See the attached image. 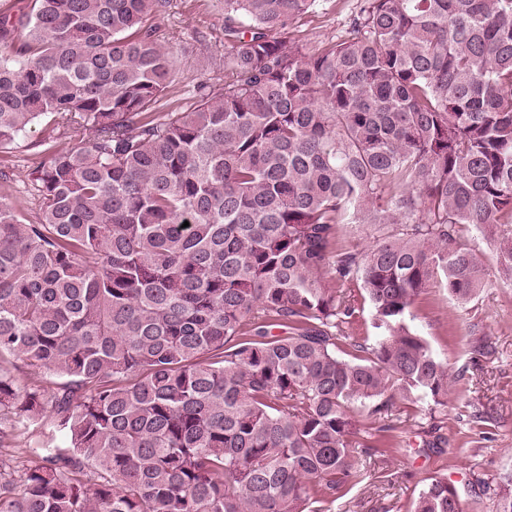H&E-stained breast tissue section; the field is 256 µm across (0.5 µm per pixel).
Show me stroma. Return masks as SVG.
<instances>
[{
    "mask_svg": "<svg viewBox=\"0 0 512 512\" xmlns=\"http://www.w3.org/2000/svg\"><path fill=\"white\" fill-rule=\"evenodd\" d=\"M357 0H316L292 32L308 49L344 39ZM205 35V42L195 39ZM161 41L175 52L178 79L165 99L169 112H188L190 94L198 81L224 78V4L222 0H172L160 21ZM50 132L46 122L32 125L26 137L0 150L9 167L12 186L27 219L39 217L38 202L29 189L27 173L31 142ZM469 239L486 268L485 285L464 305L445 289L433 288L413 309L406 323L447 360L463 380L448 395V406L436 416L396 400L389 414L396 429L394 448L383 456L361 455L359 481L337 494L329 512H408L415 485L432 476L447 477L466 512H493L491 500H478L480 482H495L512 471V278L496 263L494 242L477 231ZM492 343L486 357L471 353L472 333Z\"/></svg>",
    "mask_w": 512,
    "mask_h": 512,
    "instance_id": "1",
    "label": "stroma"
}]
</instances>
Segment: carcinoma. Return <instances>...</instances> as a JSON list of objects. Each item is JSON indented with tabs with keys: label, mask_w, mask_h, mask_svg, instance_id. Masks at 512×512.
Masks as SVG:
<instances>
[{
	"label": "carcinoma",
	"mask_w": 512,
	"mask_h": 512,
	"mask_svg": "<svg viewBox=\"0 0 512 512\" xmlns=\"http://www.w3.org/2000/svg\"><path fill=\"white\" fill-rule=\"evenodd\" d=\"M315 3L224 0V81L190 112L157 111L170 0L0 13V148L53 122L38 221L0 169V447L62 440L0 512H324L395 430L360 440L352 404H447L461 377L405 318L484 286L471 228L512 277V0H360L310 51L291 27ZM343 224L382 233L339 252ZM354 280L371 347L331 286ZM478 496L512 512V474ZM410 512L465 507L434 476Z\"/></svg>",
	"instance_id": "obj_1"
}]
</instances>
